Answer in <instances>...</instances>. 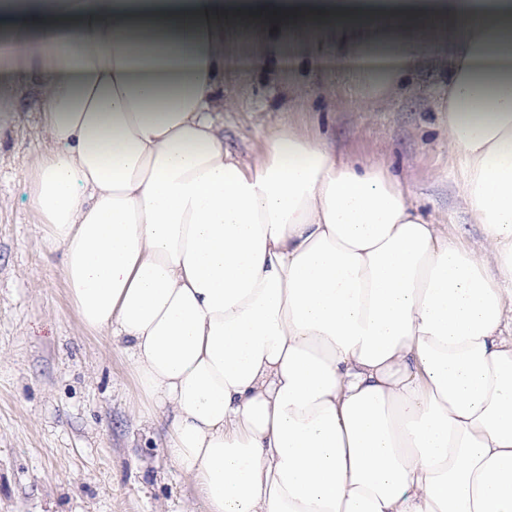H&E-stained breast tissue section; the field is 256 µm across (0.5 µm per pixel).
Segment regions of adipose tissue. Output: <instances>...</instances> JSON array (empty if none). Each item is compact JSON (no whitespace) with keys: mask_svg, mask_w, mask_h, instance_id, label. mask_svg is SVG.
I'll use <instances>...</instances> for the list:
<instances>
[{"mask_svg":"<svg viewBox=\"0 0 512 512\" xmlns=\"http://www.w3.org/2000/svg\"><path fill=\"white\" fill-rule=\"evenodd\" d=\"M300 23L364 90L451 45L484 243L291 126L224 143V44ZM0 58L47 84L23 205L131 362L205 512H512V0H51Z\"/></svg>","mask_w":512,"mask_h":512,"instance_id":"ef3b65f1","label":"adipose tissue"}]
</instances>
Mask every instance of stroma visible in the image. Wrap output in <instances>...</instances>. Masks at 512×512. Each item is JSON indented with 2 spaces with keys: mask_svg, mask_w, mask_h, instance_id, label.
Instances as JSON below:
<instances>
[{
  "mask_svg": "<svg viewBox=\"0 0 512 512\" xmlns=\"http://www.w3.org/2000/svg\"><path fill=\"white\" fill-rule=\"evenodd\" d=\"M260 37L224 47L220 83L231 108L224 140L240 155L281 123L328 140L358 164L385 162L427 217L483 238L452 176L437 100L447 49L425 52L391 91L353 103L344 64L328 45L292 35L282 68H256ZM12 111L0 112V512H204L164 452L129 364L111 338L87 332L70 306L61 255L23 208V175L48 146L27 76Z\"/></svg>",
  "mask_w": 512,
  "mask_h": 512,
  "instance_id": "stroma-1",
  "label": "stroma"
}]
</instances>
